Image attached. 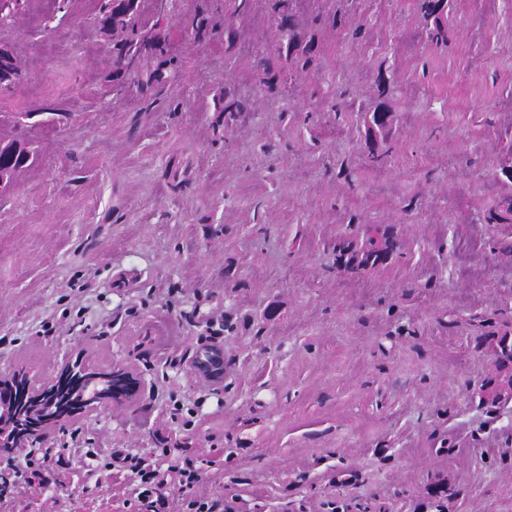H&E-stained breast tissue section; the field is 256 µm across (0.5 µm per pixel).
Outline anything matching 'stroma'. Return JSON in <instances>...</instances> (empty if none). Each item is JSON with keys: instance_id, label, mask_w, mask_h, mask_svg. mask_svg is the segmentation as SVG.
Here are the masks:
<instances>
[{"instance_id": "stroma-1", "label": "stroma", "mask_w": 512, "mask_h": 512, "mask_svg": "<svg viewBox=\"0 0 512 512\" xmlns=\"http://www.w3.org/2000/svg\"><path fill=\"white\" fill-rule=\"evenodd\" d=\"M187 37L157 100L110 92L95 0H29L0 30V96L36 165L0 198V373L64 350L146 381L0 450V512H151L113 452L200 468L169 484L234 512H512V0H295L310 53L277 56L270 0H144ZM447 43L433 44L435 19ZM231 91L248 111L223 112ZM389 102L386 134L366 114ZM398 242L347 266L366 227ZM223 355L219 377L199 370ZM33 463V464H34Z\"/></svg>"}]
</instances>
